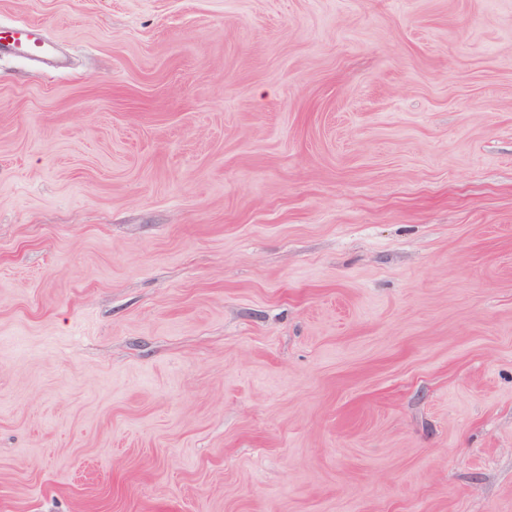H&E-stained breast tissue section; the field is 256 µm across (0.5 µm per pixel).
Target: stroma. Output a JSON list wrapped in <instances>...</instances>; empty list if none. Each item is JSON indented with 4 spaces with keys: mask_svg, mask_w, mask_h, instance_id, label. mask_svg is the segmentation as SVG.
I'll list each match as a JSON object with an SVG mask.
<instances>
[{
    "mask_svg": "<svg viewBox=\"0 0 512 512\" xmlns=\"http://www.w3.org/2000/svg\"><path fill=\"white\" fill-rule=\"evenodd\" d=\"M0 512H512V0H0ZM39 29L30 23H17L0 29V52L20 54L35 61H41L52 54L51 46L38 33Z\"/></svg>",
    "mask_w": 512,
    "mask_h": 512,
    "instance_id": "obj_1",
    "label": "stroma"
}]
</instances>
